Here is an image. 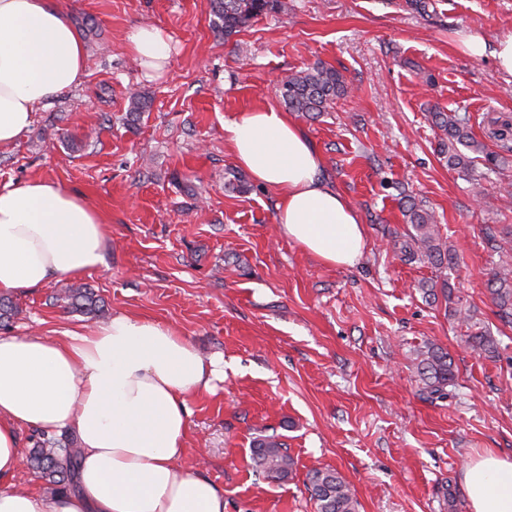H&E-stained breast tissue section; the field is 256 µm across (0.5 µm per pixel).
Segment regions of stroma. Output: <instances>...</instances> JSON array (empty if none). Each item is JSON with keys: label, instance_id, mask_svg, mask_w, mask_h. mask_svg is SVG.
<instances>
[{"label": "stroma", "instance_id": "1", "mask_svg": "<svg viewBox=\"0 0 512 512\" xmlns=\"http://www.w3.org/2000/svg\"><path fill=\"white\" fill-rule=\"evenodd\" d=\"M85 47L78 87L38 110L0 146V186L42 178L82 195L105 219V264L13 296L0 336L53 337L117 313L176 327L204 357L224 358L215 393L190 402L186 469L224 491V512H315L306 475L334 469L359 512H468L464 473L487 450L512 458V325L487 290L499 256L487 228L512 230V153L494 137L512 124V81L491 55L464 53L460 34L486 42L512 32V0H289L224 36L210 0H58ZM153 24L171 38L166 73L150 80L125 34ZM349 92L328 112L292 113L323 159L322 176L356 209L366 248L351 267L306 253L276 223L277 195L235 182L224 125L280 105L281 77L315 63ZM145 94L147 112L129 111ZM470 113L471 131L501 174L481 190L438 152L435 108ZM410 195L437 218L456 254L448 293L426 260L401 261ZM83 286L101 309L58 299ZM475 312L497 343L473 349L449 305ZM447 349L448 396L423 394L414 358ZM278 436L295 462L288 479L255 471L256 437Z\"/></svg>", "mask_w": 512, "mask_h": 512}]
</instances>
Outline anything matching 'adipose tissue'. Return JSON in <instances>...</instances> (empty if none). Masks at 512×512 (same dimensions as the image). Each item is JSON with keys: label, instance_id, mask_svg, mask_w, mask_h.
Here are the masks:
<instances>
[{"label": "adipose tissue", "instance_id": "obj_1", "mask_svg": "<svg viewBox=\"0 0 512 512\" xmlns=\"http://www.w3.org/2000/svg\"><path fill=\"white\" fill-rule=\"evenodd\" d=\"M127 52L148 79L166 71L169 38L131 27ZM85 52L55 0H0V146L25 132L36 110L78 86ZM226 146L254 182L273 189L276 222L289 240L332 266H354L364 226L322 177V161L286 112L238 113ZM106 233L78 194L32 179L0 187V295L104 263ZM224 361L203 359L186 337L156 320L120 313L84 331L0 336V512H224V492L184 469L191 398L214 393ZM71 431L77 488L46 499L8 488L20 468V427ZM469 512H512V458L486 452L464 474Z\"/></svg>", "mask_w": 512, "mask_h": 512}]
</instances>
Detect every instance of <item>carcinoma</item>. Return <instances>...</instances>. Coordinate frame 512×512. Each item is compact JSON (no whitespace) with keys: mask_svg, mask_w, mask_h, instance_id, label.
Returning a JSON list of instances; mask_svg holds the SVG:
<instances>
[{"mask_svg":"<svg viewBox=\"0 0 512 512\" xmlns=\"http://www.w3.org/2000/svg\"><path fill=\"white\" fill-rule=\"evenodd\" d=\"M212 8L223 22L224 34L230 35L262 14L288 13V0H212ZM279 91L289 111L313 114L326 111L333 100L347 94L348 84L339 71L316 63L281 79ZM432 120L441 132L440 153L447 157L449 167L462 173L475 187L481 186L488 173H498L492 167L486 172L477 171L478 155L484 153L485 148L469 131L468 114L442 110L433 113ZM403 212L411 224V230L400 243L401 258L407 261L426 259L437 269L438 277L447 276L453 255L440 235L433 213L412 200L406 202ZM495 249L507 254L508 258L500 260L491 269L489 291L499 308L500 318L512 324V255L501 245L495 246ZM64 298L70 301V306L85 314L99 311V299L88 288L69 287L64 291ZM451 316L467 329L468 342L472 347L494 351L495 339L476 320L474 311L460 306L451 310ZM415 365L422 391L431 397H445L446 388L454 379L453 362L448 352L439 346L427 345L417 352ZM251 460L255 470L270 481L287 478L294 465L283 443L274 436H263L253 441ZM31 463L50 482L63 485L76 474L78 452L69 445L36 448L31 453ZM306 485L317 512H359L360 504L354 491L338 471L313 469L307 474Z\"/></svg>","mask_w":512,"mask_h":512,"instance_id":"carcinoma-1","label":"carcinoma"}]
</instances>
